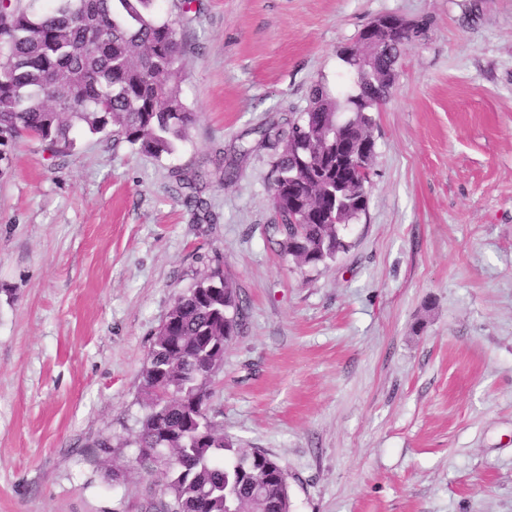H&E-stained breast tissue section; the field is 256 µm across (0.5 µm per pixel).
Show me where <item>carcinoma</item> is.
<instances>
[{"mask_svg": "<svg viewBox=\"0 0 512 512\" xmlns=\"http://www.w3.org/2000/svg\"><path fill=\"white\" fill-rule=\"evenodd\" d=\"M161 0H0V167L24 137L53 158L75 134L115 138L155 158L172 154L195 121L182 97L179 21ZM364 68L339 57L353 91L310 87L309 105L264 138L281 147L270 192L277 223L267 242L298 268L347 248L340 231L366 213L370 174L342 172L340 143L361 134L376 154L370 112L390 96L401 49ZM245 305L216 267L177 297L151 339L140 374L145 408L118 447L162 448L163 512H290L288 473L269 453L244 448L210 409L224 351L244 327Z\"/></svg>", "mask_w": 512, "mask_h": 512, "instance_id": "obj_1", "label": "carcinoma"}]
</instances>
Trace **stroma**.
I'll use <instances>...</instances> for the list:
<instances>
[{
  "mask_svg": "<svg viewBox=\"0 0 512 512\" xmlns=\"http://www.w3.org/2000/svg\"><path fill=\"white\" fill-rule=\"evenodd\" d=\"M389 13L428 26L373 115L367 211L298 269L266 242L261 132ZM180 39L173 154L80 132L0 176V512H158L161 472L96 443L137 430L151 335L216 267L246 320L212 408L291 512H512V0H193Z\"/></svg>",
  "mask_w": 512,
  "mask_h": 512,
  "instance_id": "obj_1",
  "label": "stroma"
}]
</instances>
